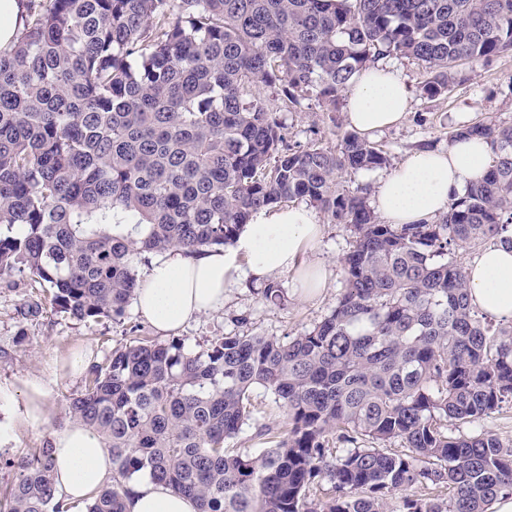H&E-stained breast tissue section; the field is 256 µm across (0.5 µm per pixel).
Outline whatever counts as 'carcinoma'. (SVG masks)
I'll return each instance as SVG.
<instances>
[{
	"mask_svg": "<svg viewBox=\"0 0 512 512\" xmlns=\"http://www.w3.org/2000/svg\"><path fill=\"white\" fill-rule=\"evenodd\" d=\"M508 52L512 0H27L0 51V276L35 277L77 320L117 319L133 256L231 245L264 207L307 200L354 235L336 307L301 336L197 352L145 336L91 366L69 413L108 448L115 484L86 512H125L143 474L198 512H387L396 494L399 512H489L512 495V447L444 428L512 403V322L474 307L448 259L512 249V124L453 130L489 141L482 179L433 220L385 224L339 181L389 164L383 150L355 131L336 153L283 149L276 110L250 96L334 112L357 73L407 57L434 100L462 63ZM258 389L286 421L230 455ZM333 435L351 448L330 454ZM4 465L0 512H69L51 444Z\"/></svg>",
	"mask_w": 512,
	"mask_h": 512,
	"instance_id": "cac0c4a2",
	"label": "carcinoma"
}]
</instances>
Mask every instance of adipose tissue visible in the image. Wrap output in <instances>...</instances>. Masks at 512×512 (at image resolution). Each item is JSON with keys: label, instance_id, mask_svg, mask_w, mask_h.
<instances>
[{"label": "adipose tissue", "instance_id": "obj_1", "mask_svg": "<svg viewBox=\"0 0 512 512\" xmlns=\"http://www.w3.org/2000/svg\"><path fill=\"white\" fill-rule=\"evenodd\" d=\"M348 122L367 134L401 122L409 93L391 68L361 71L347 94ZM489 143L480 137L458 140L448 149H422L377 185L373 204L389 224H415L446 213L456 194L486 171ZM322 231L304 206L268 207L246 224L231 250L211 248L189 254L172 248L154 260L137 282V311L160 333H176L188 321L222 308L224 296L240 275L264 283L296 273L299 294L311 298L327 284L322 264L304 263ZM472 305L495 319L512 322V250L490 247L466 269ZM56 496L78 504L100 490L112 475V459L100 438L75 424L52 436ZM127 512H197L193 499L145 478L136 481Z\"/></svg>", "mask_w": 512, "mask_h": 512}]
</instances>
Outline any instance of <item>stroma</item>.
<instances>
[{"instance_id": "obj_1", "label": "stroma", "mask_w": 512, "mask_h": 512, "mask_svg": "<svg viewBox=\"0 0 512 512\" xmlns=\"http://www.w3.org/2000/svg\"><path fill=\"white\" fill-rule=\"evenodd\" d=\"M388 64L410 91L404 120L371 137L389 155V167L404 163L423 144L447 149L450 132L463 123L480 119L512 123V54L463 65L464 82L447 97L435 101L421 95L427 72L420 62L392 58ZM347 112L344 106L329 112L311 100L299 111L281 110L278 118L287 145L302 148L316 143L334 151L338 148L339 132L349 127ZM389 167L348 171L343 173L341 183L350 192L369 200ZM317 219L323 226L322 237L313 249L302 253L300 260H319L326 265L329 278L319 296L298 297L292 273H282L274 282L287 301L275 307L263 300L261 285L241 277L228 290L223 308L201 316L179 331L185 349L195 351L214 337L243 332L286 340L304 334L327 316L344 286L342 260L352 247L353 235L347 225L331 223L326 214H318ZM34 304L40 307L35 314L30 311ZM155 334L135 307H128L125 316L117 320L82 322L54 311L45 303L40 285L29 277H0V455L19 457L28 449L42 447L54 432L70 425L68 402L83 390L86 382L85 376L72 377L57 369L58 361L72 348H85L91 363L101 364L116 348L134 338ZM30 380L41 382L48 389L43 405L44 422L37 427L24 420L25 384ZM448 431L462 437L485 433L512 446V408L502 407L470 425H449Z\"/></svg>"}]
</instances>
